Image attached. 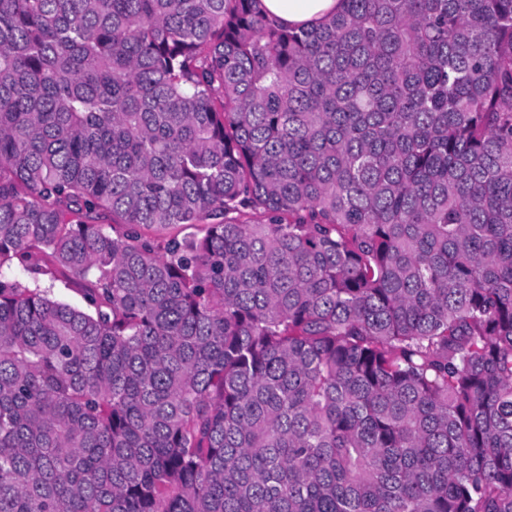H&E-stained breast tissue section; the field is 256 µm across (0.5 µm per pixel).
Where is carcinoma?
<instances>
[{"label":"carcinoma","mask_w":512,"mask_h":512,"mask_svg":"<svg viewBox=\"0 0 512 512\" xmlns=\"http://www.w3.org/2000/svg\"><path fill=\"white\" fill-rule=\"evenodd\" d=\"M257 2L0 0V512H512V0ZM261 12L269 19L296 27L317 26L328 15L341 11L342 0H261Z\"/></svg>","instance_id":"obj_1"}]
</instances>
